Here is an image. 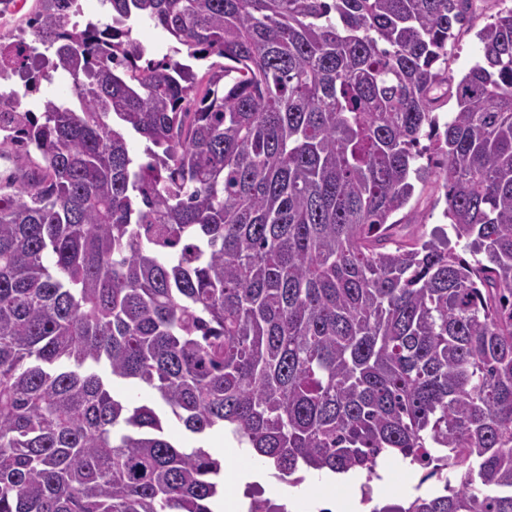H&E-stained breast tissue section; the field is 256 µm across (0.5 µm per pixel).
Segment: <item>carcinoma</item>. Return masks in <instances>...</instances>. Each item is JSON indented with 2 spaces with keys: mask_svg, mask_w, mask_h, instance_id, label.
<instances>
[{
  "mask_svg": "<svg viewBox=\"0 0 512 512\" xmlns=\"http://www.w3.org/2000/svg\"><path fill=\"white\" fill-rule=\"evenodd\" d=\"M37 2L0 41V157L28 161L0 181V512H214L224 464L171 418L292 486L454 475L371 512H512V8L456 82L474 0ZM135 20L180 48L148 58ZM54 73L71 98L22 107ZM432 164L470 261L396 236ZM109 390L112 394L129 399L134 403H154L157 395L154 390L137 380H129L125 382L109 383Z\"/></svg>",
  "mask_w": 512,
  "mask_h": 512,
  "instance_id": "carcinoma-1",
  "label": "carcinoma"
}]
</instances>
